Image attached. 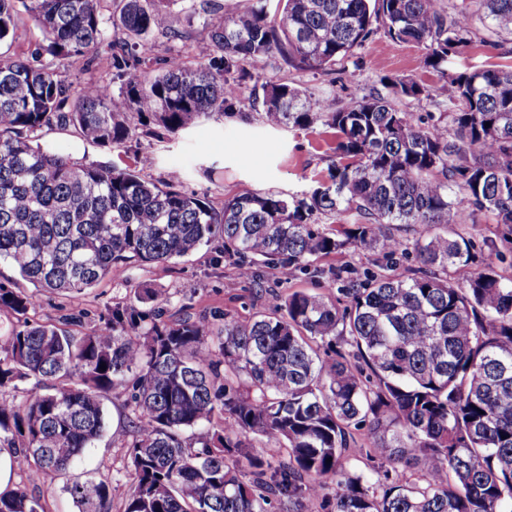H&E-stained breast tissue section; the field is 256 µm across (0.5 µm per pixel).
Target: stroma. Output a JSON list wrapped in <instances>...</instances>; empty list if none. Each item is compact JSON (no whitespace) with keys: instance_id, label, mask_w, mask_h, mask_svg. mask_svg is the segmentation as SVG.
<instances>
[{"instance_id":"obj_1","label":"stroma","mask_w":512,"mask_h":512,"mask_svg":"<svg viewBox=\"0 0 512 512\" xmlns=\"http://www.w3.org/2000/svg\"><path fill=\"white\" fill-rule=\"evenodd\" d=\"M171 11L177 36L157 33L149 42L156 55L165 56L175 49L181 51L187 66H197L207 54L204 39L217 14L208 0H174ZM263 74L299 87L312 99L341 107L348 106L356 92L381 88L384 77L409 76L423 83L429 94L418 100L398 99L401 111L423 116L448 109L447 85L425 69L421 50L412 44H392L380 35L354 52L344 73L294 70L274 55L267 59ZM29 137L71 161L119 169L131 166L155 183L166 182L170 171H179L181 192L207 199L218 209L225 199L246 191L307 192L336 160L330 130L318 124L307 129L274 128L262 121L255 107L247 108L242 117L213 116L177 135L140 133L119 146L86 142L71 125L33 131ZM374 261L369 253L347 251L318 262L316 271L267 269L262 280L280 294L297 289L320 294L330 277L338 273L361 276ZM146 284L167 298L170 312L204 314L217 324L224 314L244 318L269 305L267 294L257 292L252 280L241 278L238 267L225 263L220 244L214 243L164 265L132 268L79 293H37V305L27 315L0 311V336L8 335L24 317L50 323L68 317L75 321L71 333H78L79 323L99 321L109 308L129 302L135 289ZM126 464L125 449L106 436L87 451L81 467L64 475H45L31 492L40 497L46 512H77L66 485L109 477L113 480L112 507L120 512L129 488Z\"/></svg>"}]
</instances>
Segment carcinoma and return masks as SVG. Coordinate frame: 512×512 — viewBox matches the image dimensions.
Returning <instances> with one entry per match:
<instances>
[{"label": "carcinoma", "mask_w": 512, "mask_h": 512, "mask_svg": "<svg viewBox=\"0 0 512 512\" xmlns=\"http://www.w3.org/2000/svg\"><path fill=\"white\" fill-rule=\"evenodd\" d=\"M108 2L0 0V261L53 293L216 240L224 261L257 282L262 267L306 271L346 250L389 269L412 251L420 267L368 269L330 282V297L294 290L247 319L224 315L219 328L205 315L170 318L148 287L78 336L53 323L16 326L0 342V389L33 379L39 390L21 405L0 397V447L23 478L0 492V512H46L29 487L84 461L117 391L128 425L113 441L127 449L131 478L122 512H303L314 500L326 512H512V278L495 270L498 248L478 269L472 239L446 231L488 213L500 244H512V69L448 74L476 36L468 8L278 0L273 17L262 5L224 9L208 27L207 60L190 68L176 53L149 54L148 37L171 26L165 0H119L110 19ZM476 5L495 36L480 42L501 45L512 0ZM22 14L45 36L28 58L11 52ZM379 32L422 49L452 111L396 108L394 97L428 95L412 78L336 108L266 81L267 123L334 131L328 180L300 196L247 191L217 211L175 190L173 171L156 184L77 165L23 136L71 124L89 142L120 145L134 136L131 110L174 134L242 112L259 61L343 71ZM104 44L124 85L116 93L90 81L72 94L56 62L90 67ZM345 212L360 221L320 224ZM35 305L36 295L0 287L1 310ZM350 455L369 471L347 469ZM67 491L78 512H112L110 478Z\"/></svg>", "instance_id": "1"}]
</instances>
